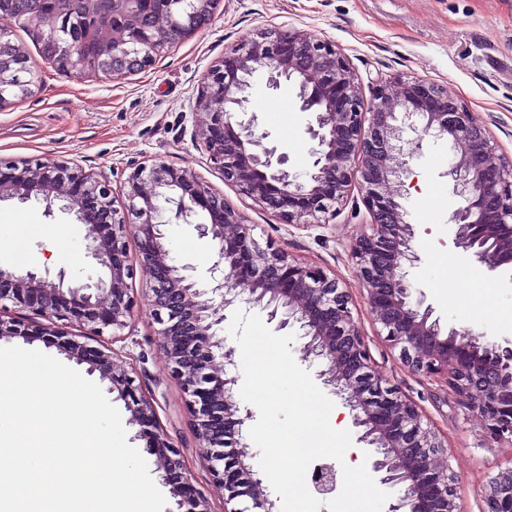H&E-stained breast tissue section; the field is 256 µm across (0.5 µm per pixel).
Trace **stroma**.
Segmentation results:
<instances>
[{
	"mask_svg": "<svg viewBox=\"0 0 512 512\" xmlns=\"http://www.w3.org/2000/svg\"><path fill=\"white\" fill-rule=\"evenodd\" d=\"M278 27L335 44L348 57L365 98L378 81L425 79L446 88L487 125L501 157L512 159V0H220L211 23L173 47L144 71L122 78L63 73L45 60L20 27L11 39L26 48L37 79L31 94L0 108V160L60 159L104 173L112 187L140 162L161 159L192 168L254 226L259 241H271L302 262L347 282L352 312L361 326L373 366L398 385L439 433L456 475L457 512H482L479 488L512 466V443L490 437L479 414L469 412L446 376L412 372L383 336L349 256L351 241L369 220L359 186H352L335 218L305 228L285 224L225 184L192 133L205 120L197 106L201 78L227 48L265 28ZM259 131L305 169L310 142L307 113L298 111L294 90L256 87L247 105ZM447 143L425 138L409 160L413 185L401 198L413 226L419 257L410 278L426 295L441 324L469 326L488 337L512 336V287L483 267L465 266L449 238L448 219L462 204L448 174ZM168 237L177 258L205 283L216 259L209 239L194 225L174 224ZM37 273L87 279L102 270L88 257L72 215L40 203L0 202V264L14 260L18 242ZM156 325L141 306L132 336L110 348L138 372L143 391L154 392L161 425L183 454L191 482L224 512V498L211 484L206 451L194 436L183 394L170 377L157 345Z\"/></svg>",
	"mask_w": 512,
	"mask_h": 512,
	"instance_id": "stroma-1",
	"label": "stroma"
}]
</instances>
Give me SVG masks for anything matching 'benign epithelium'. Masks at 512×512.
<instances>
[{
  "instance_id": "benign-epithelium-1",
  "label": "benign epithelium",
  "mask_w": 512,
  "mask_h": 512,
  "mask_svg": "<svg viewBox=\"0 0 512 512\" xmlns=\"http://www.w3.org/2000/svg\"><path fill=\"white\" fill-rule=\"evenodd\" d=\"M218 0H24L22 17L43 56L58 70L81 66L95 74L125 77L149 67L157 56L194 35L213 18ZM84 17L87 33L62 41L42 26L45 14ZM13 15L0 14V107L23 100L35 84L30 66L15 65ZM265 67V87H296L298 110L311 115L305 133L314 143L312 164L299 172L288 153L257 133L256 113L246 104L256 65ZM379 81L364 99L347 57L335 45L303 38L292 30L266 29L224 52L202 78L199 106L207 122L194 137L234 186L286 224H320L358 185L370 222L350 244L356 272L366 289L379 332L399 350L415 373L444 374L484 418L491 435L512 440V337L490 339L468 328H448L425 304V293L407 279L403 262L420 261L412 251V225L397 201L410 173L404 160L402 111L416 133L411 152L426 136L453 150L448 174L464 205L450 216L453 247L466 261L489 272L509 274L512 284V160H495L497 144L467 106L438 84L421 79L401 83L393 95ZM36 201L74 216L86 251L107 278L79 283L42 276L25 265H0V340H41L108 382L124 400L128 424L139 427L147 461L170 487L177 512H211L207 495L190 487L179 448L162 428L153 399L142 393L125 365L104 345L88 340L109 331L121 335L135 323L137 300L129 279L128 239L146 273L143 296L159 328V346L171 376L186 396L196 439L209 448L212 485L226 500L250 499L256 512H276L265 475L250 463L256 457L243 436L254 411L237 400L236 349L219 335L224 311L237 304L259 305L279 327L298 325L303 360L323 369L317 377L333 387L362 429L357 441L373 448L371 470L379 485L395 492L385 512H456L454 476L436 466L444 445L415 403L399 387L379 379L365 337L352 316L346 283L311 267L268 242L254 225L188 167L162 161L139 163L115 191L109 181L77 163L36 159L0 163V201ZM196 225L211 239L218 259L211 283L202 286L173 255L166 226L199 213ZM21 307L44 323L5 317ZM81 329L85 341L64 330ZM316 493L336 492L337 470L323 462L311 475ZM484 512H512V467L481 487Z\"/></svg>"
}]
</instances>
